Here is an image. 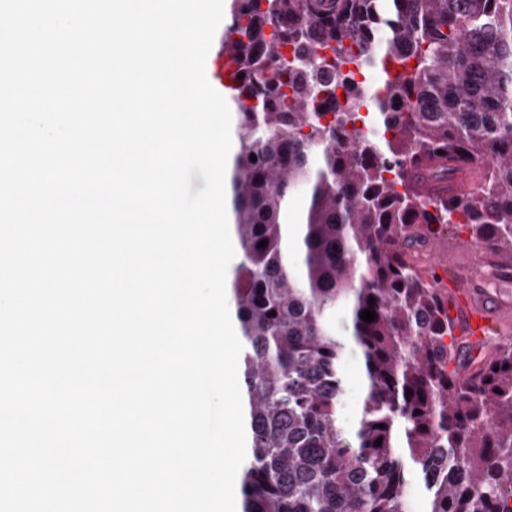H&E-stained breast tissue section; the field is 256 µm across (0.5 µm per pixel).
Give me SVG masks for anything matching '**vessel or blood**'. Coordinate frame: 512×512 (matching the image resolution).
<instances>
[{"label": "vessel or blood", "instance_id": "obj_1", "mask_svg": "<svg viewBox=\"0 0 512 512\" xmlns=\"http://www.w3.org/2000/svg\"><path fill=\"white\" fill-rule=\"evenodd\" d=\"M476 181L473 168L458 165L448 192L461 194ZM436 258L446 271L441 292L470 364L462 375L469 378L494 341L512 337V252L464 242L437 253Z\"/></svg>", "mask_w": 512, "mask_h": 512}]
</instances>
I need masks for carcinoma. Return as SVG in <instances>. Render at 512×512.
<instances>
[{
  "label": "carcinoma",
  "instance_id": "cac0c4a2",
  "mask_svg": "<svg viewBox=\"0 0 512 512\" xmlns=\"http://www.w3.org/2000/svg\"><path fill=\"white\" fill-rule=\"evenodd\" d=\"M227 2L241 512H407L413 477L427 512H512V342L462 378L439 275L418 265L456 226L512 250V0ZM453 162L478 175L461 196ZM299 187L296 263L282 216ZM338 303L366 373L349 437Z\"/></svg>",
  "mask_w": 512,
  "mask_h": 512
}]
</instances>
